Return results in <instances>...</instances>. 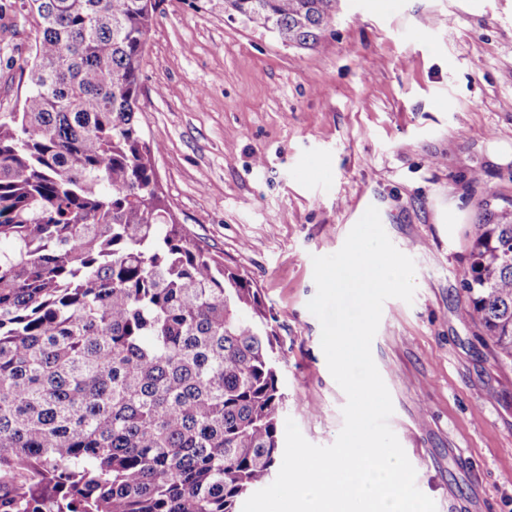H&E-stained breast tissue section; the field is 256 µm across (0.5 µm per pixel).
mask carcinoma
<instances>
[{
  "label": "carcinoma",
  "instance_id": "carcinoma-1",
  "mask_svg": "<svg viewBox=\"0 0 512 512\" xmlns=\"http://www.w3.org/2000/svg\"><path fill=\"white\" fill-rule=\"evenodd\" d=\"M0 113V512H237L281 464L277 318L176 223L137 115L157 0H26ZM337 0H224L312 48ZM465 313L512 364V210L484 202ZM15 2L14 12L0 17V112H17L25 92L24 68L31 60L36 38L35 19Z\"/></svg>",
  "mask_w": 512,
  "mask_h": 512
}]
</instances>
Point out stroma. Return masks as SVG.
Here are the masks:
<instances>
[{
    "instance_id": "35a3bbf8",
    "label": "stroma",
    "mask_w": 512,
    "mask_h": 512,
    "mask_svg": "<svg viewBox=\"0 0 512 512\" xmlns=\"http://www.w3.org/2000/svg\"><path fill=\"white\" fill-rule=\"evenodd\" d=\"M339 0L315 47L282 44L224 0H158L138 117L159 142L179 223L247 274L276 313L288 418L328 446L332 378L312 258L375 206L416 266L412 302L383 305L372 355L389 419L437 512H512V365L464 309L460 271L481 205L512 203V0ZM35 19L0 17V112H15Z\"/></svg>"
}]
</instances>
